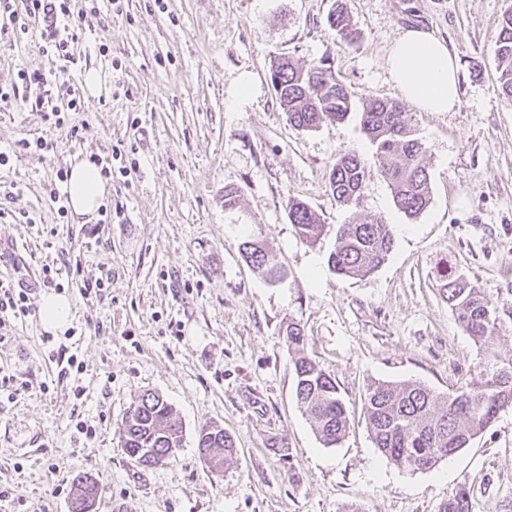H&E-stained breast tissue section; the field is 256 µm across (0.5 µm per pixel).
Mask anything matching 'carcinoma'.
<instances>
[{
  "label": "carcinoma",
  "instance_id": "obj_1",
  "mask_svg": "<svg viewBox=\"0 0 512 512\" xmlns=\"http://www.w3.org/2000/svg\"><path fill=\"white\" fill-rule=\"evenodd\" d=\"M340 40L349 42L355 30L343 10L330 16ZM496 57L500 87L512 101V5L498 25ZM272 83L288 121L299 129L316 127L323 119L342 121L349 114L353 92L332 67L322 62L309 68L280 57L272 64ZM361 126L375 147L373 161L356 155L336 158L329 187L336 202L358 205L371 177L389 186L395 207L408 217L419 215L430 201L429 173L423 164L427 147L417 137L403 104L392 99H372L363 107ZM288 217L307 243L320 239L325 225L303 201L288 199ZM393 247L391 225L381 219L341 224L328 266L345 278L366 276L387 260ZM244 260L270 281L280 280L282 266L258 241L239 245ZM440 294L463 330L482 349L481 378L454 392L441 395L420 383L374 382L367 388L363 415L375 447L388 460L411 471L430 470L467 447L505 407L512 406V354L489 347L499 328L497 306L461 274L443 273ZM288 351L294 354L295 397L312 420L323 445L335 447L350 429V418L336 380L305 354L306 336L301 324L288 320L284 330ZM126 454L142 467H154L175 456L182 441V424L160 395L145 392L123 421ZM200 458L220 470L237 453L233 436L218 425L203 427L197 437ZM98 485L87 474L74 478L70 512L93 506ZM439 512H471L469 493L456 491L441 503Z\"/></svg>",
  "mask_w": 512,
  "mask_h": 512
}]
</instances>
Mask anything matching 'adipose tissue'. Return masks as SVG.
Instances as JSON below:
<instances>
[{"label":"adipose tissue","mask_w":512,"mask_h":512,"mask_svg":"<svg viewBox=\"0 0 512 512\" xmlns=\"http://www.w3.org/2000/svg\"><path fill=\"white\" fill-rule=\"evenodd\" d=\"M388 71L401 96L423 112H449L459 103L458 67L444 40L423 29H408L390 47ZM76 216L93 217L104 204L108 187L92 163L72 164L65 184Z\"/></svg>","instance_id":"ef3b65f1"}]
</instances>
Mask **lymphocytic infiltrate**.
<instances>
[{"label":"lymphocytic infiltrate","instance_id":"1","mask_svg":"<svg viewBox=\"0 0 512 512\" xmlns=\"http://www.w3.org/2000/svg\"><path fill=\"white\" fill-rule=\"evenodd\" d=\"M87 23L86 14L73 12L71 0H0V41L11 42L29 29H36L41 50L53 64L46 71H18L10 90L0 89V102H16L39 111L49 125L68 127L71 135H78V126L68 125L67 117L84 109V98L77 86L79 60L75 47ZM59 79L71 83L69 97L62 106L41 93L42 88Z\"/></svg>","mask_w":512,"mask_h":512}]
</instances>
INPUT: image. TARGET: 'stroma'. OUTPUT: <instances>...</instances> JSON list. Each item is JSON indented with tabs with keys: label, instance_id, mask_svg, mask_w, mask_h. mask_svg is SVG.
Returning <instances> with one entry per match:
<instances>
[{
	"label": "stroma",
	"instance_id": "obj_1",
	"mask_svg": "<svg viewBox=\"0 0 512 512\" xmlns=\"http://www.w3.org/2000/svg\"><path fill=\"white\" fill-rule=\"evenodd\" d=\"M357 32L339 40L336 0H78L97 9L77 52L101 87L72 120L78 138L41 113L0 108V148L53 140L0 166V281L41 284L60 268L74 317L61 333L39 313L13 321L0 343V512H69L73 479L103 489L96 512H438L466 488L471 512H512V407L467 448L411 472L375 448L363 417L369 384L417 382L439 393L478 378L480 350L437 291L442 269L497 302L490 340L512 351V102L498 83L495 38L512 0H345ZM425 28L455 54L460 102L451 112L412 110L428 148L430 202L398 211L373 177L359 206L336 203V158H370L362 103L399 99L387 54L402 30ZM278 55L302 67L329 60L351 87L340 122L290 126L270 80ZM36 32L0 46V87L19 70H46ZM248 78L247 95L238 82ZM121 158H113V150ZM96 155L112 161L108 224L59 217L49 201L58 169ZM239 190L233 207L225 187ZM306 202L326 231L303 242L288 198ZM37 224L14 221V212ZM391 224L386 262L362 278L328 267L336 227ZM258 237L284 269L266 280L242 258ZM112 272L100 295L84 280ZM299 321L306 352L335 378L351 419L345 439L323 446L295 398L292 355L281 331ZM77 355L80 373L61 375ZM162 395L183 426L167 463L145 468L122 447V422L145 391ZM206 425L230 432L237 453L211 472L197 450ZM285 440L290 457L271 445Z\"/></svg>",
	"mask_w": 512,
	"mask_h": 512
}]
</instances>
